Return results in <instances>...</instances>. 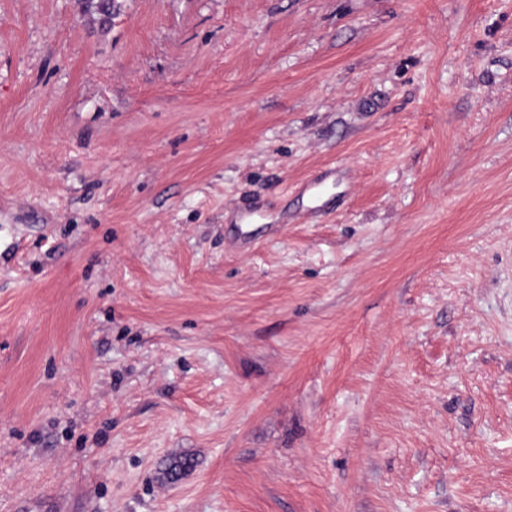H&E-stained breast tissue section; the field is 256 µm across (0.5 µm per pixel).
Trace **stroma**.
<instances>
[{"label": "stroma", "instance_id": "1", "mask_svg": "<svg viewBox=\"0 0 512 512\" xmlns=\"http://www.w3.org/2000/svg\"><path fill=\"white\" fill-rule=\"evenodd\" d=\"M118 2L0 0V512H512V0Z\"/></svg>", "mask_w": 512, "mask_h": 512}]
</instances>
